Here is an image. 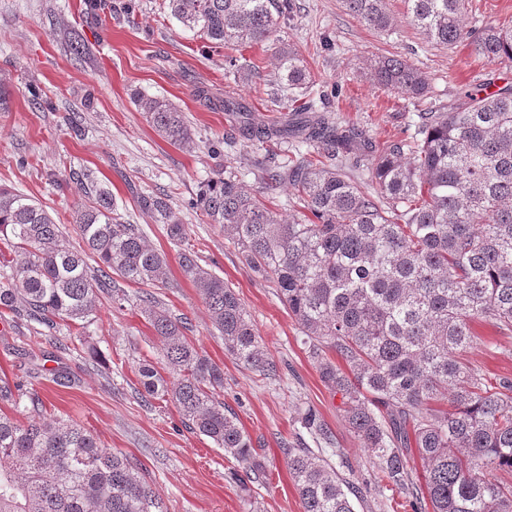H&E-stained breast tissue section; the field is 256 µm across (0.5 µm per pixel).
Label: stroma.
Instances as JSON below:
<instances>
[{"mask_svg": "<svg viewBox=\"0 0 512 512\" xmlns=\"http://www.w3.org/2000/svg\"><path fill=\"white\" fill-rule=\"evenodd\" d=\"M134 1L130 23L127 0H111V10L101 16L86 12L85 0H0V76L9 93L8 108L0 112V187L39 200L66 224L84 196L75 185H54V177L94 171L120 211L167 254V283L153 292L173 314L188 317L189 337L223 368L224 403L259 448L264 473L260 481L242 483L238 462L186 429L171 404L143 401L137 365L157 360L160 343L134 299L136 287H129L128 302H102L86 329H61L65 348L58 352L27 327L0 320V377L38 394L44 418H70L103 447L137 461L167 512H302L286 456L287 449L299 447L322 449L330 467L355 483V512H412L405 492L382 477L371 452L351 433L339 395L321 381L274 286L258 278L220 226L192 205L202 187L223 174L225 163L240 167L244 184L257 190L253 159L271 152L282 159L290 155L291 144L274 140L239 142L226 157L212 150L230 131L218 106L225 91L237 93L264 122L276 117L277 99L292 93L279 79L274 45L212 48L164 11L162 0ZM387 3L394 28L379 33L345 11L342 0H294V16L277 37L301 54L311 80L308 90L292 94L339 90L337 121L365 127L381 145L413 127L419 109L370 80L366 63L374 56L409 60L432 81L426 106L445 111L462 103L465 93L512 80V68L478 58L469 43L451 49L432 45L407 23L404 0ZM67 26L82 29L93 47L90 61L70 59L59 40ZM231 57L255 63L260 81L229 67ZM35 89L52 99L54 110L30 108ZM136 93L178 106L194 132V149L159 137L134 105ZM74 113L81 117L77 134L68 123ZM148 199L166 204L202 249L206 268L234 288L275 372L246 368L225 351L198 289L178 264L179 248L166 235L163 215L145 207ZM470 330L478 340L469 354L472 364L490 380L512 376V346L496 345L493 324L477 319ZM51 352L65 377L55 383L30 376ZM310 411L329 429L331 441L305 428Z\"/></svg>", "mask_w": 512, "mask_h": 512, "instance_id": "35a3bbf8", "label": "stroma"}]
</instances>
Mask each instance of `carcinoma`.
Returning <instances> with one entry per match:
<instances>
[{"label":"carcinoma","instance_id":"cac0c4a2","mask_svg":"<svg viewBox=\"0 0 512 512\" xmlns=\"http://www.w3.org/2000/svg\"><path fill=\"white\" fill-rule=\"evenodd\" d=\"M346 11L378 32L393 16L386 0H342ZM406 18L427 40L451 49L470 40L476 55L512 67V27L464 30L466 0H404ZM183 27L217 47L273 40L293 14L292 0H163ZM70 58L88 43L64 31ZM276 64L288 88L309 82L305 61L289 45ZM372 80L417 102L428 77L400 55L370 62ZM134 104L165 141L194 145L184 112L166 98L134 96ZM224 111L237 118V138L293 137L310 150L283 162L256 160L261 191L252 193L237 168L206 185L194 202L224 230L245 264L276 293L300 327L321 381L341 395L345 418L379 471L412 499L413 512H512V377L486 380L468 358L477 345L475 319L490 321L512 343V86L465 95L450 112L419 113L405 137L382 148L365 132L339 125L307 101L282 104L271 124L254 121L234 93ZM369 164L364 187L353 170ZM87 202L72 215L82 241L63 244V224L46 206L0 187V257L18 255L0 275V311L55 345L61 324L96 317L101 298L127 299L122 285L166 283L167 255L129 223L93 173L78 177ZM290 186L310 217L284 223L265 203ZM166 234L185 247L179 265L203 297L224 350L246 368H273L247 310L224 279L201 265L202 250L186 242L185 225ZM160 339V360L139 363L144 393L174 405L184 425L209 438L242 465L262 472L251 438L221 400L224 369L186 336L188 322L151 292L139 296ZM24 394L0 378V404L18 407ZM21 422L0 410V512H166L138 463L102 447L62 416L41 422L37 395ZM426 467L424 485L409 460ZM288 470L303 512H354L349 483L307 448L288 449Z\"/></svg>","mask_w":512,"mask_h":512}]
</instances>
